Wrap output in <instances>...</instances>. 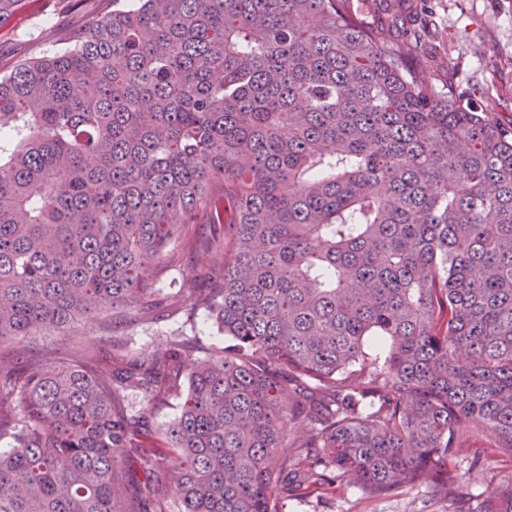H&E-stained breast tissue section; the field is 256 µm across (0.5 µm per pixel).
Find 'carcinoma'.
<instances>
[{"label":"carcinoma","mask_w":512,"mask_h":512,"mask_svg":"<svg viewBox=\"0 0 512 512\" xmlns=\"http://www.w3.org/2000/svg\"><path fill=\"white\" fill-rule=\"evenodd\" d=\"M61 43L0 75V343L160 319L149 275L181 239L217 286L179 292L231 344L103 366L95 337L0 368V512L454 500L460 439L512 456V128L354 0H112ZM201 215L224 239H191ZM182 378L150 448L126 398ZM479 512H512V482ZM300 497H288L286 512H449L446 501L431 500L424 489L383 500L362 495L353 486L336 485L328 488L311 485Z\"/></svg>","instance_id":"cac0c4a2"}]
</instances>
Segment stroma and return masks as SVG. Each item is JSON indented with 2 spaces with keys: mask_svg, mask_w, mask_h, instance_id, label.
Returning a JSON list of instances; mask_svg holds the SVG:
<instances>
[{
  "mask_svg": "<svg viewBox=\"0 0 512 512\" xmlns=\"http://www.w3.org/2000/svg\"><path fill=\"white\" fill-rule=\"evenodd\" d=\"M24 6L0 25V74L18 62L58 50V27H88L112 8L111 0H23ZM367 22L388 30L395 42H409L425 23L441 25L444 41L422 40L414 60L427 63L436 85L455 82L465 87L479 84L472 102L489 110L500 125H512V0H369L363 10ZM180 256L176 266L154 278L169 302L163 318L122 333L130 346L149 349L166 345L181 334L196 345V356L206 359L211 351L228 345L206 312L187 315L182 302L171 299L173 287L191 283L198 288L213 282L196 265L182 241L171 244ZM454 461L464 475L461 492L467 512H477L487 496L489 483L512 476V458L492 448L489 439L473 434L463 438ZM445 501L429 498L416 489L402 496L373 500L353 486L328 488L318 484L302 496L289 498L286 512H448Z\"/></svg>",
  "mask_w": 512,
  "mask_h": 512,
  "instance_id": "stroma-1",
  "label": "stroma"
}]
</instances>
